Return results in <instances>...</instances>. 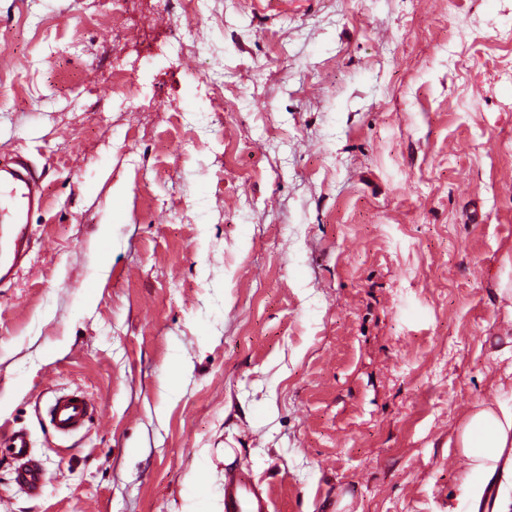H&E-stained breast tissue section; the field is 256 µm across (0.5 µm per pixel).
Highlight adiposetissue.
Wrapping results in <instances>:
<instances>
[{
	"instance_id": "adipose-tissue-1",
	"label": "adipose tissue",
	"mask_w": 512,
	"mask_h": 512,
	"mask_svg": "<svg viewBox=\"0 0 512 512\" xmlns=\"http://www.w3.org/2000/svg\"><path fill=\"white\" fill-rule=\"evenodd\" d=\"M458 446L473 478L469 485L472 499L481 502L484 487L477 484V477L493 474L506 448L512 447V405L476 408L463 426Z\"/></svg>"
}]
</instances>
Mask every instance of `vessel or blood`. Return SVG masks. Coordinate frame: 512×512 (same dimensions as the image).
<instances>
[{"label": "vessel or blood", "mask_w": 512, "mask_h": 512, "mask_svg": "<svg viewBox=\"0 0 512 512\" xmlns=\"http://www.w3.org/2000/svg\"><path fill=\"white\" fill-rule=\"evenodd\" d=\"M43 203V193L36 172L22 157L0 165V221L10 224L14 245L11 266H0V282L10 279L14 267L24 261L30 247V212ZM46 417L52 431L69 436L84 429L91 421L95 406L88 393L81 388L61 391L48 403ZM0 440L17 462L16 482L27 491H37L44 480L41 466L31 455V442L20 430H1ZM272 500L256 485L240 474L224 473V512H271Z\"/></svg>", "instance_id": "1"}]
</instances>
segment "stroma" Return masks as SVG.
Wrapping results in <instances>:
<instances>
[{"label": "stroma", "instance_id": "1", "mask_svg": "<svg viewBox=\"0 0 512 512\" xmlns=\"http://www.w3.org/2000/svg\"><path fill=\"white\" fill-rule=\"evenodd\" d=\"M512 0H0V512H470L512 404ZM156 111H145V104ZM96 412L56 437L42 408ZM39 179L28 162L20 156L0 165V222L3 220L4 224L12 226L10 233L14 245L11 265H0V282L10 279L14 269L21 265L29 251L28 216L43 203ZM3 199L5 205L1 208ZM72 399H76V402H72ZM45 413L52 431L66 437L88 425L95 413V406L88 393L77 387L56 393ZM458 446L468 464L467 481L479 512L484 487L473 481L475 476L492 475L506 448L512 446V405L503 404L499 412L479 406L467 418ZM0 440L7 441V448L17 461V484L29 492L37 491L42 486L44 474L41 466L32 458L31 442L28 435L20 430L1 429ZM272 500L240 474L224 471V512H271Z\"/></svg>", "mask_w": 512, "mask_h": 512}]
</instances>
